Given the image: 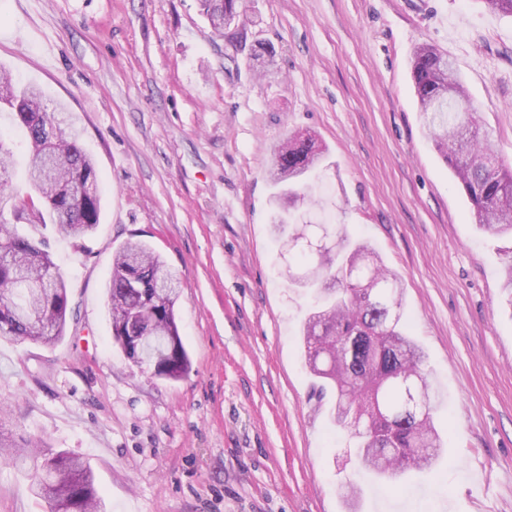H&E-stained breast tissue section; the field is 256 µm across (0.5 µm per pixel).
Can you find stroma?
Listing matches in <instances>:
<instances>
[{"instance_id":"stroma-1","label":"stroma","mask_w":512,"mask_h":512,"mask_svg":"<svg viewBox=\"0 0 512 512\" xmlns=\"http://www.w3.org/2000/svg\"><path fill=\"white\" fill-rule=\"evenodd\" d=\"M244 3L241 50L198 0H0V66L68 112L102 197L83 238L18 227L46 241L75 316L52 346L0 337V428L84 457L104 512H512V237L478 231L411 77L415 47L445 52L512 167V17L480 0ZM259 45L273 67L252 60ZM290 134L327 165L298 222L346 225L401 280L444 440L430 471L359 469L305 363L310 297L281 275L267 174ZM130 239L180 280V380L112 340L106 286ZM30 484L0 459V512H47Z\"/></svg>"}]
</instances>
